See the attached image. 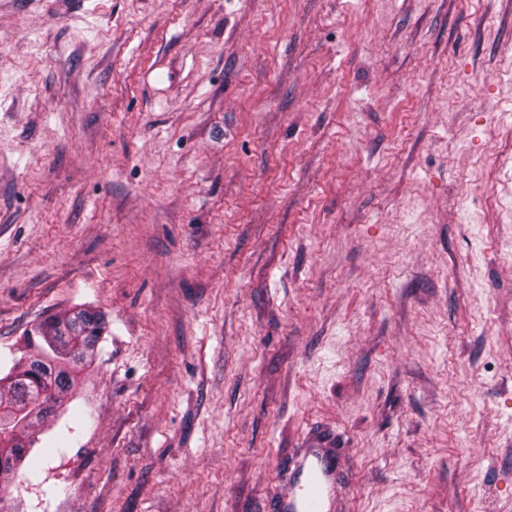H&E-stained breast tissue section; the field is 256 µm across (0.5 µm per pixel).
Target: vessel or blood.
<instances>
[{
	"mask_svg": "<svg viewBox=\"0 0 512 512\" xmlns=\"http://www.w3.org/2000/svg\"><path fill=\"white\" fill-rule=\"evenodd\" d=\"M341 454L319 441L292 449L278 465L268 512H341L347 484Z\"/></svg>",
	"mask_w": 512,
	"mask_h": 512,
	"instance_id": "obj_1",
	"label": "vessel or blood"
}]
</instances>
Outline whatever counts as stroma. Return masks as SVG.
<instances>
[{
	"instance_id": "1",
	"label": "stroma",
	"mask_w": 512,
	"mask_h": 512,
	"mask_svg": "<svg viewBox=\"0 0 512 512\" xmlns=\"http://www.w3.org/2000/svg\"><path fill=\"white\" fill-rule=\"evenodd\" d=\"M106 320L7 512H512L504 0H0V377ZM342 448L326 442L293 448L278 464L269 512H340L346 494Z\"/></svg>"
}]
</instances>
